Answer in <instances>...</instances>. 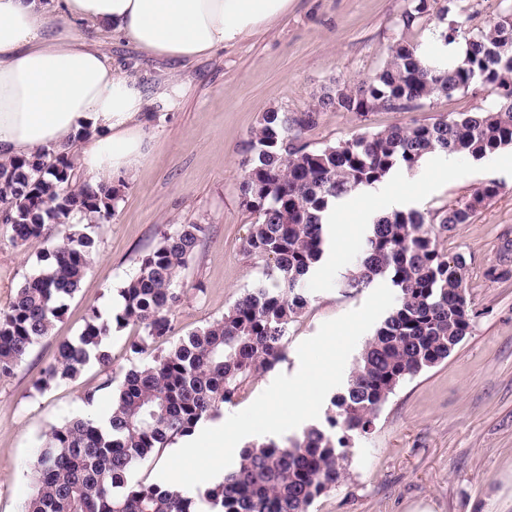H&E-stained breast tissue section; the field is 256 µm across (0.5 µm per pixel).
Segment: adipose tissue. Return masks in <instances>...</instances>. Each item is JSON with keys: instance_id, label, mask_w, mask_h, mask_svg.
<instances>
[{"instance_id": "ef3b65f1", "label": "adipose tissue", "mask_w": 512, "mask_h": 512, "mask_svg": "<svg viewBox=\"0 0 512 512\" xmlns=\"http://www.w3.org/2000/svg\"><path fill=\"white\" fill-rule=\"evenodd\" d=\"M291 0H0V160L66 145L91 186L134 177L149 158V110L179 106V76L153 91L110 61L81 23L146 55L195 59L240 41Z\"/></svg>"}]
</instances>
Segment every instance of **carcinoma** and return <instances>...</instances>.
<instances>
[{
	"label": "carcinoma",
	"instance_id": "obj_1",
	"mask_svg": "<svg viewBox=\"0 0 512 512\" xmlns=\"http://www.w3.org/2000/svg\"><path fill=\"white\" fill-rule=\"evenodd\" d=\"M430 7L429 0H411L398 26L420 24ZM419 52L420 46L399 39L372 76L336 82L304 111L263 114L242 162L240 198L256 216L244 250L265 262L267 281L224 316L169 343L171 314L184 293L181 273L205 233L202 224H172L119 289L123 303L111 319L94 308L79 336L58 344L33 382L38 392L77 378L93 361L112 364L108 340L129 325L139 330L129 343L132 353L152 344L161 350L121 380L106 379L104 387L113 390L108 427L88 416L49 427L27 474L25 512H194L184 490L146 484L134 471L234 403L249 378L286 359L290 326L308 305L304 282L325 252L322 214L329 203L394 169L411 171L436 150L481 159L512 146V13L477 28L458 65L430 63ZM473 86L494 95L491 109L363 133L315 150L300 143L328 110L365 119ZM73 169L70 146L52 152L49 161H0V222L11 226L12 242H44L48 225L66 224L78 214L95 224L112 220L125 183L76 187ZM498 194L491 183L436 221L416 210H393L370 226L342 287L356 294L384 277L398 290L397 304L365 341L323 422L284 440L247 444L237 467L201 493L218 512H309L345 477L353 437L371 431L400 384L446 360L470 333L475 314L466 296L465 257L441 253L437 238L472 223ZM96 247L90 234L74 231L37 254L40 267L0 308V377L14 374L32 348L52 335Z\"/></svg>",
	"mask_w": 512,
	"mask_h": 512
}]
</instances>
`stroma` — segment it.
<instances>
[{"label": "stroma", "instance_id": "35a3bbf8", "mask_svg": "<svg viewBox=\"0 0 512 512\" xmlns=\"http://www.w3.org/2000/svg\"><path fill=\"white\" fill-rule=\"evenodd\" d=\"M410 0H292L269 29L214 55L172 64L141 54L101 33L109 59L152 87L177 71L188 92L170 112H150L148 162L127 181L112 222L84 225L98 248L79 292L50 338L33 348L12 376L0 377V512H21L29 494L26 474L42 434L62 420L88 413L104 416L112 393L103 383L142 363L127 342L129 326L113 335L111 367L89 364L74 380L37 392L32 386L52 362L60 341L77 336L90 307L106 309L122 282L170 224H202L206 231L194 260L182 274L185 285L172 313L175 338L186 337L223 316L262 278L264 263L244 251L253 214L241 204V163L248 140L264 112H301L324 86L373 75L398 38L429 46L443 28L438 13L402 31L397 21ZM512 0H454L451 19L461 21L458 41L474 26L496 20ZM493 104L482 88L452 98L435 97L420 107L375 112L359 119L348 112L322 113L303 143L318 149L361 133L412 121H434L459 112H482ZM448 180L415 208L432 216L494 182L492 199L461 230L441 235L447 256L464 255L466 293L476 317L464 340L445 361L404 382L381 408L370 434L355 437L347 477L317 498L311 512H512V277L495 279L500 250L512 240V149L486 160L457 155ZM367 234L358 227L331 261L312 275L310 303L291 326L286 363L299 369V344L325 321L360 307L366 293L342 286L357 262ZM38 245H17L9 225L0 224V307L34 273Z\"/></svg>", "mask_w": 512, "mask_h": 512}]
</instances>
